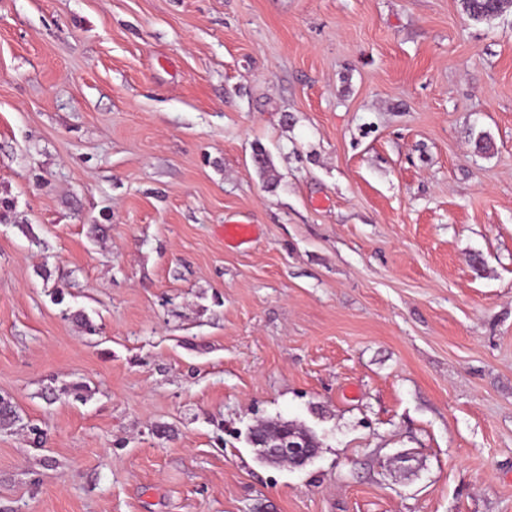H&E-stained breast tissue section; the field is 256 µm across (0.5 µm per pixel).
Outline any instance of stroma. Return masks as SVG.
I'll use <instances>...</instances> for the list:
<instances>
[{"mask_svg": "<svg viewBox=\"0 0 512 512\" xmlns=\"http://www.w3.org/2000/svg\"><path fill=\"white\" fill-rule=\"evenodd\" d=\"M0 399V512H512V7L0 0ZM510 0H462L463 11L474 22L489 21L503 13ZM279 425H286L288 429L293 428L297 432H307L311 434V430L297 426L288 421L281 419H270L265 421L261 426L252 431L254 437L251 438L252 447L263 448V452L270 460L287 459L289 463L302 466L316 456L309 446L307 439L301 436H295L287 431H280L273 441H268L264 436L258 435L263 430L272 431L273 428ZM250 431V432H251Z\"/></svg>", "mask_w": 512, "mask_h": 512, "instance_id": "35a3bbf8", "label": "stroma"}]
</instances>
